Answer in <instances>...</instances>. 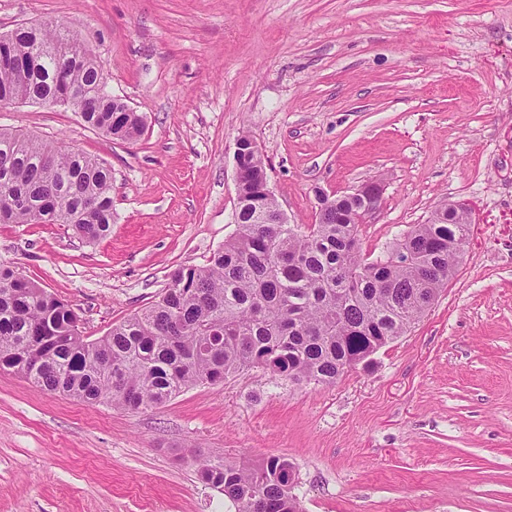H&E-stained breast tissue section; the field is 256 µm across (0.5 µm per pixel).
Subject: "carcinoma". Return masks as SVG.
I'll return each instance as SVG.
<instances>
[{
    "label": "carcinoma",
    "mask_w": 512,
    "mask_h": 512,
    "mask_svg": "<svg viewBox=\"0 0 512 512\" xmlns=\"http://www.w3.org/2000/svg\"><path fill=\"white\" fill-rule=\"evenodd\" d=\"M67 106L110 139L141 136L144 117L116 111L103 65L69 29L22 24L0 42V106ZM245 170L237 229L204 266H178L149 307L88 340L74 309L0 264V371L53 393L138 411L184 389L253 368L333 385L405 335L453 279L470 236L467 215L435 210L387 253L365 258L357 203L332 196L308 231L259 192L266 170L252 138L237 139ZM0 224H68L96 241L112 229L104 161L21 130H0ZM199 479L236 512H301L294 466L198 461Z\"/></svg>",
    "instance_id": "cac0c4a2"
}]
</instances>
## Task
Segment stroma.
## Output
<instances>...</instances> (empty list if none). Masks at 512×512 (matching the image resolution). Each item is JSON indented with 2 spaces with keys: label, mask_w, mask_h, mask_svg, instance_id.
Instances as JSON below:
<instances>
[{
  "label": "stroma",
  "mask_w": 512,
  "mask_h": 512,
  "mask_svg": "<svg viewBox=\"0 0 512 512\" xmlns=\"http://www.w3.org/2000/svg\"><path fill=\"white\" fill-rule=\"evenodd\" d=\"M40 22L76 32L146 123L120 143L68 107H0V128L112 170L102 240L0 224V264L89 339L234 233L244 132L299 228L317 191L381 182L367 258L446 201L476 222L426 315L333 386L251 371L131 412L0 371V512H235L196 459L271 456L303 512H512V0H0V33Z\"/></svg>",
  "instance_id": "1"
}]
</instances>
